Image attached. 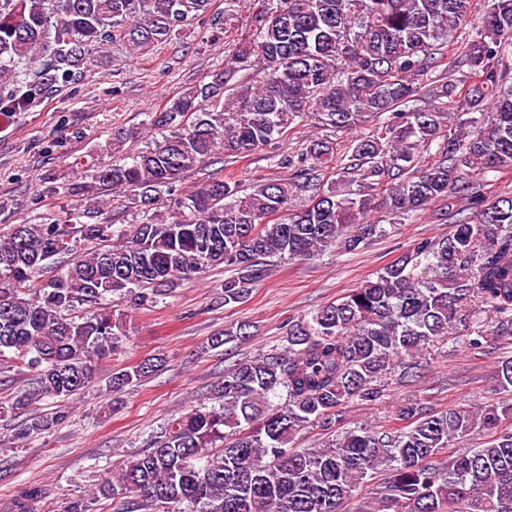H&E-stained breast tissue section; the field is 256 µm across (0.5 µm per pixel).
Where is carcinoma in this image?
<instances>
[{
	"label": "carcinoma",
	"instance_id": "cac0c4a2",
	"mask_svg": "<svg viewBox=\"0 0 512 512\" xmlns=\"http://www.w3.org/2000/svg\"><path fill=\"white\" fill-rule=\"evenodd\" d=\"M211 2L0 0V118L32 112L80 82L100 45L141 55L203 18L225 32L229 16L210 11ZM469 3L262 0L224 67L148 113L160 138L115 160L108 141L82 163L83 181L49 187L79 198L67 223L0 230V369L34 373L0 400V415L27 416L22 434L39 437L69 411L31 407L77 395L93 381L95 361L126 338L123 313L106 306L107 296L145 309L180 281L223 266L231 271L224 305L242 304L268 278L273 258L308 260L338 244L353 251L382 235L384 225L366 220L379 207L396 222L437 200L442 216L462 196L476 205L448 237L422 240L310 317L289 320L287 346L230 365L213 386L215 404L170 419L116 477L63 512H92L111 498L117 512H342L381 469L387 478L376 501L359 512H512V429L502 427L512 402L480 414L407 404L396 413L405 428L336 433L344 406L379 399L391 372L401 383L418 376L423 349L448 336L469 301L512 314V196L487 198L467 179L512 167V0H491L453 48ZM252 58L255 76L239 75ZM450 109L466 119L450 123ZM308 113L323 135L284 158L290 178L247 193L210 174L177 193L197 165L245 158ZM377 115L381 131L354 140L341 159V180L358 191L324 185L318 171L334 158L336 133ZM435 141L436 159L411 176L415 153ZM297 195L307 197L300 209L292 208ZM109 196L120 198L128 223L103 216ZM51 258L66 263L44 279ZM252 328L230 324L201 352L245 340ZM164 364L151 357L115 372L109 391ZM281 392L285 401H275ZM308 427L331 440L291 447ZM477 427L488 441L438 460ZM41 497L36 484L20 488L14 512H29Z\"/></svg>",
	"mask_w": 512,
	"mask_h": 512
}]
</instances>
